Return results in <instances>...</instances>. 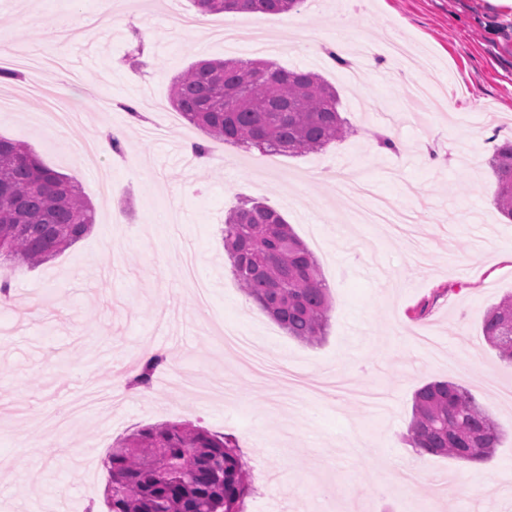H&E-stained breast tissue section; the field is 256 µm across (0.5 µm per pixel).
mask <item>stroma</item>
I'll list each match as a JSON object with an SVG mask.
<instances>
[{
	"label": "stroma",
	"mask_w": 512,
	"mask_h": 512,
	"mask_svg": "<svg viewBox=\"0 0 512 512\" xmlns=\"http://www.w3.org/2000/svg\"><path fill=\"white\" fill-rule=\"evenodd\" d=\"M114 7L135 25L97 27L85 52L58 34L66 23H94L97 0H10L0 10V45L63 50L70 73L46 72L44 83L81 111L52 134L37 123L41 97L22 82L0 86L17 98L14 111L0 113V136L89 190L96 215L88 236L46 263L0 265L12 291L0 307V512H107L102 461L112 443L167 421L236 436L257 488L246 512H512V402L498 394L512 389V364L481 332L486 311L512 294V221L495 206L488 166L495 141L512 140V10L487 0H306L297 21L210 15L208 28L264 29L279 46L268 61L321 75L354 131L272 166L257 150L227 144L223 165L209 168L164 153L168 142L204 138L175 111L169 86L195 61L228 51L205 31L172 26L168 0ZM340 16L351 21L348 61L368 43L393 40L412 54L408 74L384 52L374 69L348 78L324 51ZM135 26L146 34L140 67L129 60ZM307 26L318 47L304 42ZM406 76L452 91L447 111L404 98ZM147 89L164 106L148 121L164 133L147 140L133 129L124 155L103 154L117 189L101 198L91 191L95 170L67 144L126 125L120 102ZM99 100L116 107L96 111ZM379 133L393 135L398 151H379ZM345 165L370 183L366 206L384 197L418 209L420 254L392 225L343 221V199L325 171ZM245 197L266 199L312 246L333 304L321 343L288 336L234 279L221 229ZM187 248L209 287L204 308L182 284ZM213 320L236 322L251 337L262 375L235 350L217 348ZM145 344L173 358L150 399L125 393L121 404L49 438L56 412L133 370ZM433 380L463 385L498 423L502 438L480 465L422 458L407 443L413 394ZM21 459L23 482L13 471ZM405 468L420 470L421 480L402 485L396 474Z\"/></svg>",
	"instance_id": "obj_1"
}]
</instances>
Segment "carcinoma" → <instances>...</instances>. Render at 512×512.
I'll list each match as a JSON object with an SVG mask.
<instances>
[{
  "mask_svg": "<svg viewBox=\"0 0 512 512\" xmlns=\"http://www.w3.org/2000/svg\"><path fill=\"white\" fill-rule=\"evenodd\" d=\"M211 14H280L305 0H192ZM170 100L194 127L226 143L301 154L346 138L336 89L311 71L268 61L200 59L175 77ZM494 202L512 220V140L489 161ZM92 209L74 181L16 141L0 137V262L32 267L81 240ZM233 276L245 295L288 335L321 341L332 312L312 252L271 205L246 199L222 229ZM482 336L512 362V295L485 315ZM407 435L421 454L483 460L500 440L493 416L468 389L433 381L414 396ZM103 465L109 512H245L255 493L236 438L173 421L142 427L116 441Z\"/></svg>",
  "mask_w": 512,
  "mask_h": 512,
  "instance_id": "obj_1",
  "label": "carcinoma"
}]
</instances>
